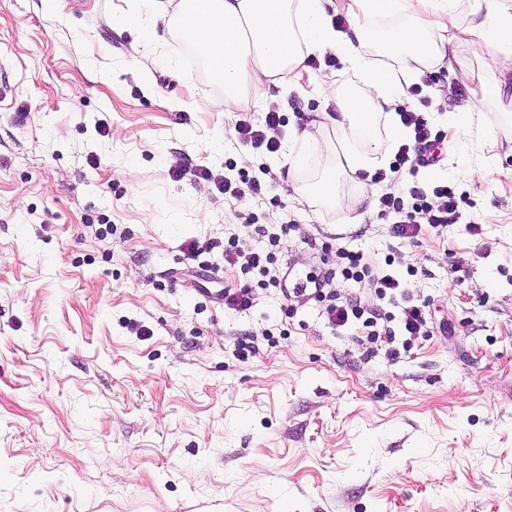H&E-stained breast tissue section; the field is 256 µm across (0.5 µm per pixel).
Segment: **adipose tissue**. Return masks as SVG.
<instances>
[{
	"label": "adipose tissue",
	"mask_w": 512,
	"mask_h": 512,
	"mask_svg": "<svg viewBox=\"0 0 512 512\" xmlns=\"http://www.w3.org/2000/svg\"><path fill=\"white\" fill-rule=\"evenodd\" d=\"M472 3L481 20L464 26L457 0H348L359 31L354 39L333 24L324 0H179L170 27L204 49L228 108L260 99L272 82L299 86L310 57L341 58L358 89L314 82V93L335 100L336 116L289 132L286 149L267 159L270 169L294 174L302 202L335 210L342 186L367 188V176L383 165L381 151L407 138L393 107L444 60L446 44L466 45L475 61L512 69V0Z\"/></svg>",
	"instance_id": "obj_1"
}]
</instances>
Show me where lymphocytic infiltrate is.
<instances>
[{"label":"lymphocytic infiltrate","mask_w":512,"mask_h":512,"mask_svg":"<svg viewBox=\"0 0 512 512\" xmlns=\"http://www.w3.org/2000/svg\"><path fill=\"white\" fill-rule=\"evenodd\" d=\"M403 125L411 131L408 142L401 144L390 162L388 168L378 169L373 175L374 182L386 180L388 174L402 172L416 175L419 168L440 164L442 154L437 153L436 144L443 140L442 132L431 131L423 113L401 107L397 110ZM286 124L284 116L276 108H269L263 124L254 125L247 121H237L234 130L237 139L254 149L277 151L280 147L279 135ZM195 178L213 182L217 191L224 195L243 199L263 196L265 189L261 181L250 176L247 170H238L236 178H229L213 173L206 167L194 170ZM461 201L455 189L448 184L434 186L432 191H425L418 186H410L406 195L397 196L386 193L379 198V213L391 218L392 230L397 237L404 239L416 238L423 225H441L455 222ZM291 224L281 223L278 233L268 236L270 250H258L247 241L236 236L228 237L222 247L224 261L230 266L239 268L241 274L254 275L255 285L244 284L237 288L224 291V308L238 314L252 309L256 289L279 287L280 263L273 250L280 235L288 234ZM322 252H335L337 267L335 274L343 282L353 285L370 282L373 286L372 300L362 301L356 292L339 294L324 292L319 274L309 277L310 289H296V296L304 301L318 304L319 313L325 323L334 330L351 325H360L365 333L366 341L370 344L378 342L387 346L386 357L396 360L400 356L395 346L397 335L410 337L425 336L429 333L428 313L425 305L413 303L409 293L403 292L402 282L388 272L378 262L369 260L360 250L345 247H332L323 243ZM400 295L402 299L400 313H392L386 306L387 298Z\"/></svg>","instance_id":"f902f5d3"}]
</instances>
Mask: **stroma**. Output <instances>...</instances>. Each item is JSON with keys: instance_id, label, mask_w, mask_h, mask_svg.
<instances>
[{"instance_id": "stroma-1", "label": "stroma", "mask_w": 512, "mask_h": 512, "mask_svg": "<svg viewBox=\"0 0 512 512\" xmlns=\"http://www.w3.org/2000/svg\"><path fill=\"white\" fill-rule=\"evenodd\" d=\"M175 2L141 39L112 23L134 0H0V512H512V134L492 148L485 128L454 134L445 166L401 176L465 190L458 223L393 237L385 181L345 187L362 221L338 223L234 131L272 106L299 130L334 100L271 84L215 107L223 88L168 31ZM419 84L406 105L444 131L464 102L449 88L512 99V71L475 63ZM488 158L490 180L471 179ZM231 163L263 197L169 175ZM287 221L282 263L310 272L342 236L390 260L447 330L392 362L316 305L285 319L275 289L247 314L210 301L244 278L183 244L262 247L257 225ZM241 336L258 348L246 363Z\"/></svg>"}]
</instances>
